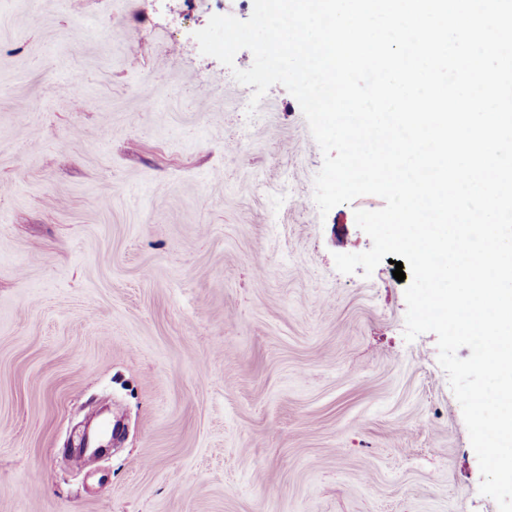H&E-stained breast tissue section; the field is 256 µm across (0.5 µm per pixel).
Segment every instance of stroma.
<instances>
[{
  "label": "stroma",
  "mask_w": 512,
  "mask_h": 512,
  "mask_svg": "<svg viewBox=\"0 0 512 512\" xmlns=\"http://www.w3.org/2000/svg\"><path fill=\"white\" fill-rule=\"evenodd\" d=\"M210 17L0 0V512H498L393 264L335 268L383 199L320 215L297 100L249 112ZM116 411L118 449L70 465Z\"/></svg>",
  "instance_id": "35a3bbf8"
}]
</instances>
